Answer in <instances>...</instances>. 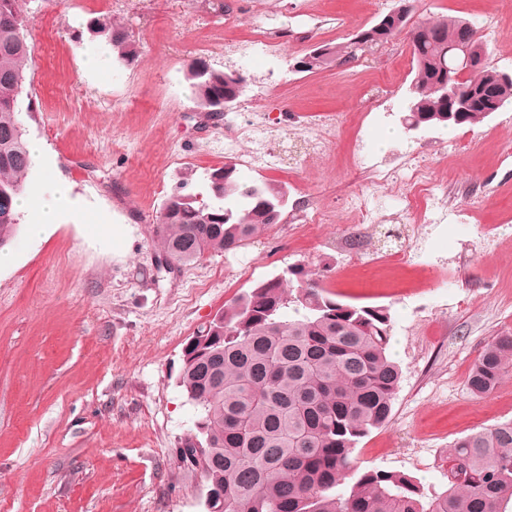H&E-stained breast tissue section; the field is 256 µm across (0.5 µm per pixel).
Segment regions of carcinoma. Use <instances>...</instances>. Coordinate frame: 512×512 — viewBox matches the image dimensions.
I'll return each instance as SVG.
<instances>
[{
  "instance_id": "1",
  "label": "carcinoma",
  "mask_w": 512,
  "mask_h": 512,
  "mask_svg": "<svg viewBox=\"0 0 512 512\" xmlns=\"http://www.w3.org/2000/svg\"><path fill=\"white\" fill-rule=\"evenodd\" d=\"M404 14L382 15L358 30L368 46L391 29L403 28ZM467 20L443 17L416 30V74L408 116L422 126L476 125L488 109L512 106V81L485 65L464 85L485 88L489 101L448 119V99L437 89L448 74V45L458 42ZM95 35L119 59L137 56L128 31L105 17ZM302 71L339 65L355 54L354 43L323 45ZM30 54L26 18L18 0H0V246L20 223L14 207L24 180L35 167L24 141L19 101L25 91ZM236 73L194 58L186 65L194 102L203 112L224 106ZM212 202L176 192L159 217L163 252L188 265L209 251L231 252L275 224L268 206L277 188L239 177L236 165L209 173ZM390 316L383 307H358L332 297L301 267L263 280L224 306L199 331L204 343L183 359L179 384L200 408L181 442L186 460L224 500L222 512H507L512 504V420L466 435L449 455L448 489L431 497L404 474L363 468L354 452L372 430L391 418L401 379L388 355ZM512 369V334L497 336L472 366L467 389L492 393Z\"/></svg>"
}]
</instances>
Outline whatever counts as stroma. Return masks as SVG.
<instances>
[{
    "instance_id": "35a3bbf8",
    "label": "stroma",
    "mask_w": 512,
    "mask_h": 512,
    "mask_svg": "<svg viewBox=\"0 0 512 512\" xmlns=\"http://www.w3.org/2000/svg\"><path fill=\"white\" fill-rule=\"evenodd\" d=\"M398 0H19L33 53L20 99L24 138L44 154L26 191L70 194L59 226L29 239L30 211L0 268V512H201V480L175 451L199 416L177 384L188 340L257 282L303 267L341 302L387 309L389 352L402 376L388 424L355 450L361 466L418 480L426 494L448 487L457 439L512 420V374L485 397L469 393L471 367L496 336L512 333V238L484 240L512 225V107L481 124L407 129L415 76L406 39L346 67L303 72L312 48L348 42ZM414 21L441 16L490 25V66L512 72V0H416ZM111 18L138 46L131 62L88 30ZM274 22L281 55L244 63L254 25ZM238 72L246 87L230 116L198 111L184 78L190 59ZM256 107L285 146L274 170L239 167L241 178L285 187L291 202L330 211L301 236L278 224L234 252L167 261L157 220L185 191L209 199L208 175L225 163L224 137ZM340 123L335 150L302 163L304 128ZM381 128L375 154L393 166L411 149L434 173L454 169L450 200L469 235L431 257V277L392 262L348 263L352 233L343 207L371 192L356 164L361 140ZM460 139L444 158L440 146ZM421 216L371 225L373 250L405 249L424 237Z\"/></svg>"
}]
</instances>
